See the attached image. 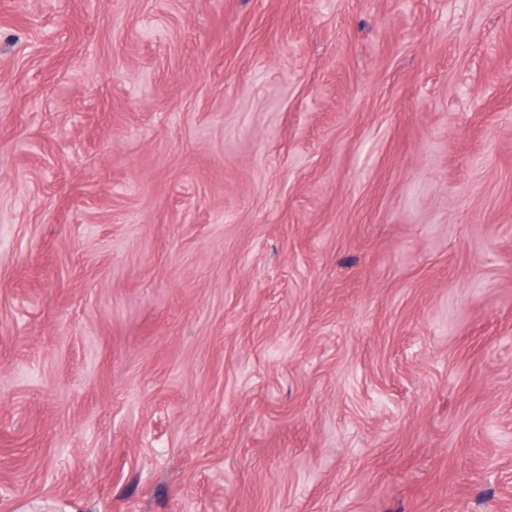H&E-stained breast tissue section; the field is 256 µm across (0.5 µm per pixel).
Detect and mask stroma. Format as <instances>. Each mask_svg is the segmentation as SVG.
Returning a JSON list of instances; mask_svg holds the SVG:
<instances>
[{
	"mask_svg": "<svg viewBox=\"0 0 512 512\" xmlns=\"http://www.w3.org/2000/svg\"><path fill=\"white\" fill-rule=\"evenodd\" d=\"M512 512V0H0V512Z\"/></svg>",
	"mask_w": 512,
	"mask_h": 512,
	"instance_id": "1",
	"label": "stroma"
}]
</instances>
